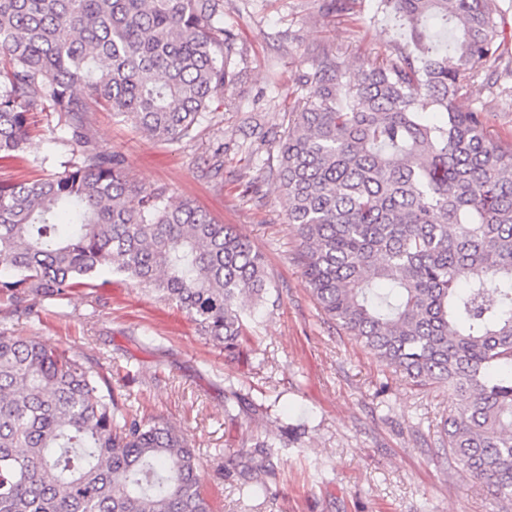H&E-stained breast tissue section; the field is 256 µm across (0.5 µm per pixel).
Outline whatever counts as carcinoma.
Wrapping results in <instances>:
<instances>
[{"label":"carcinoma","mask_w":512,"mask_h":512,"mask_svg":"<svg viewBox=\"0 0 512 512\" xmlns=\"http://www.w3.org/2000/svg\"><path fill=\"white\" fill-rule=\"evenodd\" d=\"M415 53L351 68L324 56L278 142L288 222L324 315L417 386L457 403L441 430L512 512V144L459 105L504 40L495 0H379ZM224 0H0V161L55 112L64 171L0 183V300L103 288L108 268L240 354L270 288L262 254L94 143L106 109L154 141L193 136L233 79ZM442 116L432 122L428 115ZM272 445L250 456L269 491ZM0 512H211L184 433L145 419L103 371L0 329Z\"/></svg>","instance_id":"carcinoma-1"}]
</instances>
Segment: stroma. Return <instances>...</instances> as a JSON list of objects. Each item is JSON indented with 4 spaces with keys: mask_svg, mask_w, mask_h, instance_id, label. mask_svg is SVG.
<instances>
[{
    "mask_svg": "<svg viewBox=\"0 0 512 512\" xmlns=\"http://www.w3.org/2000/svg\"><path fill=\"white\" fill-rule=\"evenodd\" d=\"M224 0L235 78L194 139L160 143L109 112L88 133L123 160L132 180L189 199L232 224L265 257L272 285L249 321L240 360L203 336L175 305L106 272L109 284L45 301L39 315L0 303V326L97 362L145 417L188 435L213 512H499L480 482L448 461L440 423L455 405L447 389L417 387L329 321L306 286L299 240L277 180V141L288 110L314 89L305 77L329 55L350 66L399 55L402 42L376 16L378 0ZM504 46L463 107L483 111L494 139L512 143V0ZM58 116L39 112L32 147L0 162V182L60 173L71 147ZM220 175L207 172L214 160ZM232 415H225L227 398ZM273 445L268 496H249L239 449Z\"/></svg>",
    "mask_w": 512,
    "mask_h": 512,
    "instance_id": "1",
    "label": "stroma"
}]
</instances>
